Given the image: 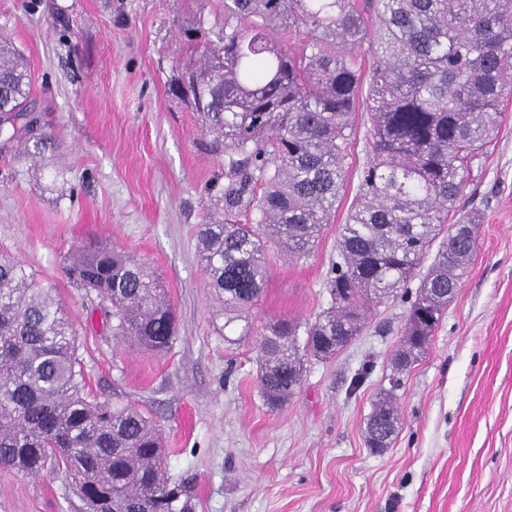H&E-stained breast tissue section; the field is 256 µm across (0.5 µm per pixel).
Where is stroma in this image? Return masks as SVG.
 Listing matches in <instances>:
<instances>
[{"label": "stroma", "mask_w": 512, "mask_h": 512, "mask_svg": "<svg viewBox=\"0 0 512 512\" xmlns=\"http://www.w3.org/2000/svg\"><path fill=\"white\" fill-rule=\"evenodd\" d=\"M198 0H0V38L22 51L31 106L59 139L33 167L0 152V250L56 288L79 333L89 388L136 403L160 425L169 475L191 512H512V102L457 207L479 214L477 257L430 348L403 377L400 433L368 448L372 400L405 328L406 293L375 306L336 357L307 360L288 405L263 402L251 341L226 343L198 262L196 230L223 159L205 153L196 113L167 93L177 25ZM341 202L314 256L269 250L256 323L327 309ZM134 255L176 314L171 351L117 343L96 301L63 276L80 242ZM370 375L357 391L352 377ZM0 512H74L62 476L0 469Z\"/></svg>", "instance_id": "1"}]
</instances>
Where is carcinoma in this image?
Segmentation results:
<instances>
[{
    "label": "carcinoma",
    "mask_w": 512,
    "mask_h": 512,
    "mask_svg": "<svg viewBox=\"0 0 512 512\" xmlns=\"http://www.w3.org/2000/svg\"><path fill=\"white\" fill-rule=\"evenodd\" d=\"M187 59L168 94L195 100L207 150L224 155L214 215L197 227L207 286L224 319L253 339L264 403L279 409L299 386L304 357L326 360L363 331L372 305L413 280L388 386L376 393L366 438L387 448L398 433L399 375L427 350L475 252V215L450 213L512 99V0H220L213 20H182ZM371 61L365 104L369 158L345 223L328 288L312 322L256 327L275 245L310 255L345 196L362 94L357 50ZM191 73L189 87L181 74ZM24 57L0 45V150L43 158L56 138L28 105ZM439 249L422 265L437 238ZM64 276L95 293L112 336L156 354L177 339L159 278L109 244H80ZM77 332L56 298L0 252V469L61 473L83 512H185V490L164 478L156 422L131 403L90 398Z\"/></svg>",
    "instance_id": "1"
}]
</instances>
